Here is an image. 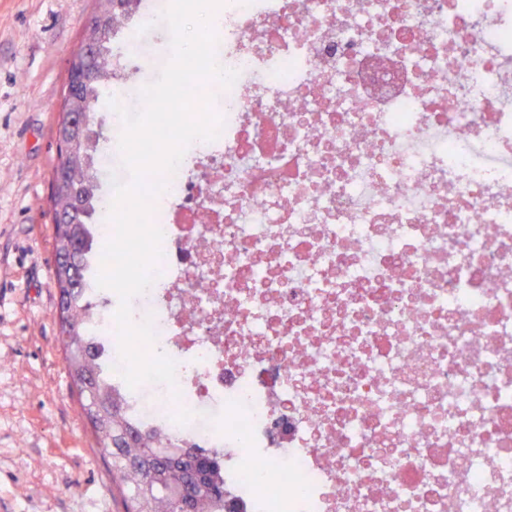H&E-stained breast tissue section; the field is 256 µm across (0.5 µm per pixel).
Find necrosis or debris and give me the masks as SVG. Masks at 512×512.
I'll list each match as a JSON object with an SVG mask.
<instances>
[{
	"instance_id": "obj_1",
	"label": "necrosis or debris",
	"mask_w": 512,
	"mask_h": 512,
	"mask_svg": "<svg viewBox=\"0 0 512 512\" xmlns=\"http://www.w3.org/2000/svg\"><path fill=\"white\" fill-rule=\"evenodd\" d=\"M113 386L226 512H512V0H224Z\"/></svg>"
}]
</instances>
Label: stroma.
Masks as SVG:
<instances>
[{"instance_id": "1", "label": "stroma", "mask_w": 512, "mask_h": 512, "mask_svg": "<svg viewBox=\"0 0 512 512\" xmlns=\"http://www.w3.org/2000/svg\"><path fill=\"white\" fill-rule=\"evenodd\" d=\"M169 0H139L128 28L160 63L166 26H143ZM93 0H0V512H122L61 351L48 181L68 62ZM115 32L108 56L125 96L154 82Z\"/></svg>"}]
</instances>
